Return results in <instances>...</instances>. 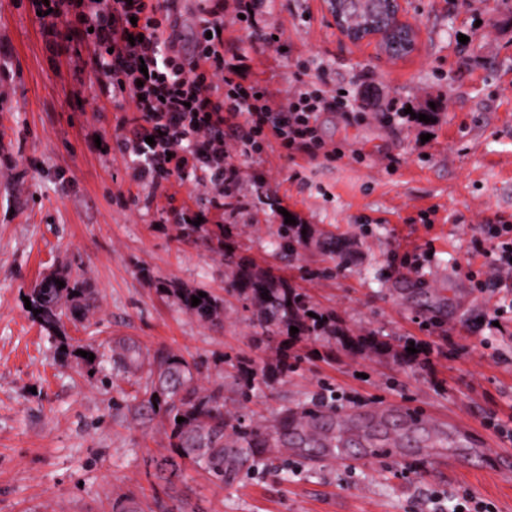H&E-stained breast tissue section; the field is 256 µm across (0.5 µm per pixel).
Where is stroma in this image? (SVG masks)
<instances>
[{
    "mask_svg": "<svg viewBox=\"0 0 512 512\" xmlns=\"http://www.w3.org/2000/svg\"><path fill=\"white\" fill-rule=\"evenodd\" d=\"M279 40L250 42L232 18L225 44L242 46L246 82L283 97L300 64L329 81L336 107L318 134L341 159L289 160L274 148L234 156L240 179L223 206L178 174L137 182L114 149L124 103L94 111L88 52L51 55L32 0H0V512H450L468 491L512 512V283L480 285L492 232L512 225V0H406L417 31L409 55L352 43L326 0H270ZM467 43H460V36ZM433 120L386 122L390 104ZM204 213L232 232L237 255L279 270L332 336L267 335L253 307L226 299L233 266L210 240L185 241L177 212ZM311 235L288 257L273 234L286 216ZM83 279L99 298L90 321H65L74 345L107 351L125 336L171 351L223 385L226 407L270 439L257 466L219 482L185 465L158 478L154 459L175 455L164 415L133 419L136 378L103 363L89 374L62 356L25 307L46 275ZM176 280L225 298L204 321L161 288ZM501 312L503 332L483 327ZM375 334L382 353H357L343 336ZM429 359L407 362L409 345ZM293 372L240 400L238 367ZM393 403L449 415L465 429L448 450L465 472L428 458L424 433L375 435V455L289 450L284 414Z\"/></svg>",
    "mask_w": 512,
    "mask_h": 512,
    "instance_id": "stroma-1",
    "label": "stroma"
}]
</instances>
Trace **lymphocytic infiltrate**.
I'll list each match as a JSON object with an SVG mask.
<instances>
[{"mask_svg": "<svg viewBox=\"0 0 512 512\" xmlns=\"http://www.w3.org/2000/svg\"><path fill=\"white\" fill-rule=\"evenodd\" d=\"M263 0H214L193 56L168 35L174 0H36L44 15L48 51L62 41H88L102 102L126 101L131 116L117 141L137 181L160 184L172 173L202 171L200 188L223 199L237 183L233 155L262 152L276 141L286 151L335 159L318 136L319 112L335 108L328 85L297 80L287 97L274 98L245 83L224 51V10L232 8L250 40H268L256 13ZM242 120L246 131L226 141L224 127Z\"/></svg>", "mask_w": 512, "mask_h": 512, "instance_id": "1", "label": "lymphocytic infiltrate"}]
</instances>
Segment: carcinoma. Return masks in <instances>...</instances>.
I'll return each instance as SVG.
<instances>
[{"label": "carcinoma", "instance_id": "obj_1", "mask_svg": "<svg viewBox=\"0 0 512 512\" xmlns=\"http://www.w3.org/2000/svg\"><path fill=\"white\" fill-rule=\"evenodd\" d=\"M343 16L355 21L369 16L386 14L387 0H341ZM303 224H281L277 229L278 248L292 256L305 242ZM180 230L185 237L216 238L217 251L224 255V228L218 227L219 235L201 224H182ZM64 281L60 287L55 281ZM57 280H41L27 294L31 307L39 311L36 319L52 338L66 341L58 336L62 318L86 321L99 308L94 290L86 287L81 279L57 277ZM165 291L179 302L188 313L202 320H214L224 312L223 301L207 289L185 288L177 283L164 286ZM224 291L257 308L260 314L259 327L268 332L274 328L286 336L300 339L308 336H334L336 325L332 318L309 316L311 309L305 295L298 292L284 279L269 272L256 269L246 262L235 263L232 277L225 283ZM205 293L200 304L194 306L192 297ZM267 296H262V293ZM299 329L291 334L290 327ZM345 345L358 352L373 350L377 353L385 345L376 336L365 335L348 338ZM110 359L118 370L138 373L142 370L145 355L136 341L129 337L113 338L109 342ZM244 384L239 397L246 400L250 392L270 382L271 374L242 370ZM141 397H133L130 407L134 415L145 418L160 408L171 423V445L179 449V457L188 459L205 469L214 479L222 482L236 471L248 457L260 452L266 440L256 430L243 431L234 426V418L224 410L223 386L207 387L202 382L198 365L188 363L182 356L172 352H159L153 357L143 384L139 385ZM184 422H177V418Z\"/></svg>", "mask_w": 512, "mask_h": 512}]
</instances>
